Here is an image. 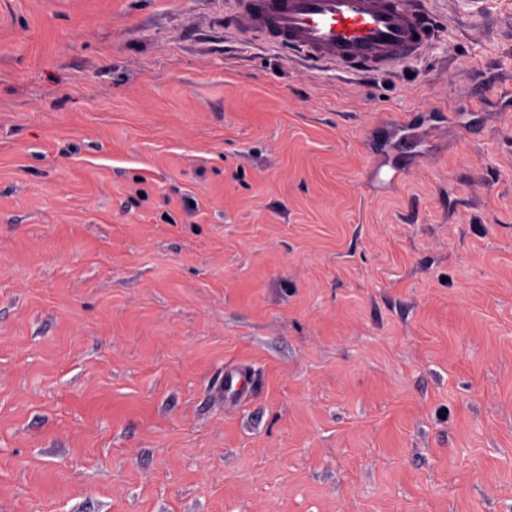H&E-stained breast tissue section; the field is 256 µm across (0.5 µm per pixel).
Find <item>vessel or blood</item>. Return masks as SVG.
I'll use <instances>...</instances> for the list:
<instances>
[{
    "mask_svg": "<svg viewBox=\"0 0 512 512\" xmlns=\"http://www.w3.org/2000/svg\"><path fill=\"white\" fill-rule=\"evenodd\" d=\"M237 18L312 64L333 61L348 73H377L414 58L434 32L425 0H238ZM249 389L245 371H225V395Z\"/></svg>",
    "mask_w": 512,
    "mask_h": 512,
    "instance_id": "obj_1",
    "label": "vessel or blood"
}]
</instances>
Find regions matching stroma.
Wrapping results in <instances>:
<instances>
[{
    "mask_svg": "<svg viewBox=\"0 0 512 512\" xmlns=\"http://www.w3.org/2000/svg\"><path fill=\"white\" fill-rule=\"evenodd\" d=\"M236 3L0 0V512H512V0ZM255 34L318 65L378 73L415 58L433 37L424 0H237ZM417 34V39H414ZM250 389L248 375L242 370H228L224 373V395L243 397Z\"/></svg>",
    "mask_w": 512,
    "mask_h": 512,
    "instance_id": "35a3bbf8",
    "label": "stroma"
}]
</instances>
